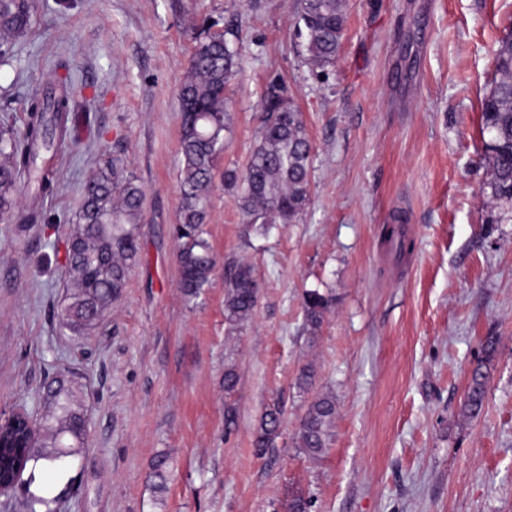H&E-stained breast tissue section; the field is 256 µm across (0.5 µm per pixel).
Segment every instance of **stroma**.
Returning a JSON list of instances; mask_svg holds the SVG:
<instances>
[{
    "label": "stroma",
    "instance_id": "obj_1",
    "mask_svg": "<svg viewBox=\"0 0 512 512\" xmlns=\"http://www.w3.org/2000/svg\"><path fill=\"white\" fill-rule=\"evenodd\" d=\"M293 2L33 0L27 36L0 60V115L21 116L33 88L66 74L82 107L41 224L21 233L0 220V413H37L57 375L87 385L88 445L48 490L61 512H289L298 494L309 512H512V223H487L480 191V100L512 0H346L339 57L324 68L305 54ZM207 27L234 32L239 75L206 225L216 266L190 299L174 236L177 93ZM275 75L312 143L310 200L297 223L260 234L224 171L245 168ZM115 156L145 193L141 250L120 300L80 339L57 316L64 242L86 180ZM396 215L414 242L401 258L383 238ZM239 261L261 288L233 332L224 289ZM309 289L333 298L313 342ZM489 335L500 345L485 408L468 420L460 405ZM323 392L336 418L311 460L292 439ZM276 399L281 433L260 454L255 431Z\"/></svg>",
    "mask_w": 512,
    "mask_h": 512
}]
</instances>
